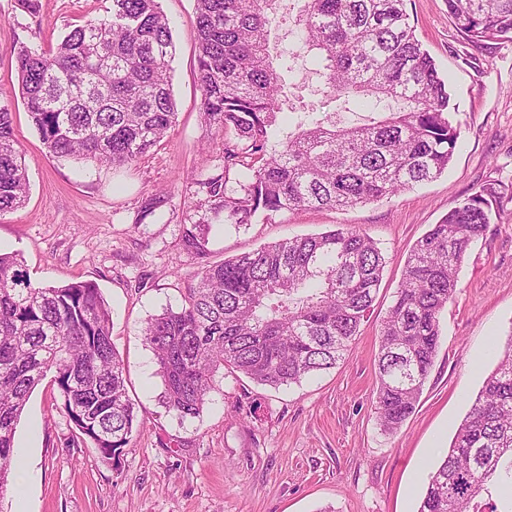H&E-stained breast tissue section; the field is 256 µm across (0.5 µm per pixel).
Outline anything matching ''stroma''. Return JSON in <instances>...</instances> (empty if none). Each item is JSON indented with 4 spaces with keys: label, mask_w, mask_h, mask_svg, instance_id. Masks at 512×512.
Returning <instances> with one entry per match:
<instances>
[{
    "label": "stroma",
    "mask_w": 512,
    "mask_h": 512,
    "mask_svg": "<svg viewBox=\"0 0 512 512\" xmlns=\"http://www.w3.org/2000/svg\"><path fill=\"white\" fill-rule=\"evenodd\" d=\"M176 53L177 116L167 137L121 171L47 153L20 97L10 49L49 47L108 0H40L38 15L0 0V103H11L29 193L0 216V251L20 253L33 284L96 283L112 319L128 395L143 423L119 465L74 431L51 381L33 392L17 427L14 458L24 486L0 494V512H416L428 476L451 444L512 331V201H504L469 249L456 294L440 315L441 345L414 413L393 434L375 413L378 329L401 282L413 244L480 185L512 181V41L472 43L455 31L446 0H407L415 34L447 78L460 130L448 169L398 195L347 209L259 216L208 226V262L269 243L360 229L386 257L376 299L344 361L299 386L274 389L224 368L215 372L199 419L180 421L161 405L163 385L141 330L177 307L200 263L181 242L198 220L197 180L224 171V136L201 110L195 0H158ZM304 0H278L270 14L269 53L290 63L295 84L284 111L319 101L320 80L301 54L297 19ZM167 191L156 220L139 224L144 198Z\"/></svg>",
    "instance_id": "obj_1"
}]
</instances>
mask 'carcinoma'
<instances>
[{
	"mask_svg": "<svg viewBox=\"0 0 512 512\" xmlns=\"http://www.w3.org/2000/svg\"><path fill=\"white\" fill-rule=\"evenodd\" d=\"M196 2L202 111L224 134V174L198 181L196 208L239 227L260 213L394 196L448 169L460 137L448 81L415 37L406 0H310L298 19L300 41L323 78V100L288 132L280 124L284 84L268 50L275 0ZM447 3L467 38L512 40V0ZM174 54L157 0H112L47 50L13 47L19 96L47 152L114 168L135 164L173 127ZM342 96L385 116L339 126L322 108ZM232 170L241 176L234 187ZM27 193L13 111L0 104V216L22 207ZM508 196L512 184H482L410 249L378 331L375 413L384 432L395 433L415 409L457 271ZM164 203L163 194L146 197L135 223L154 220ZM182 242L205 258L204 222L183 227ZM384 267L377 243L354 227L201 264L185 303L142 329L165 411L200 418L221 367L273 388L335 367L371 312ZM49 375L75 427L72 444L89 441L118 465L139 420L99 288L35 287L20 254L0 252V494L13 480L17 425ZM418 512H512V330L431 472Z\"/></svg>",
	"mask_w": 512,
	"mask_h": 512,
	"instance_id": "1",
	"label": "carcinoma"
}]
</instances>
